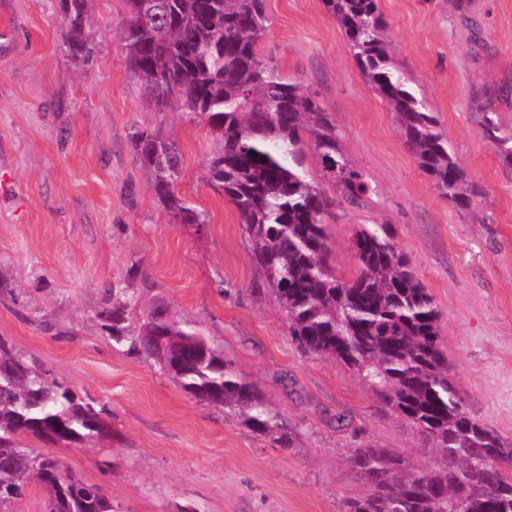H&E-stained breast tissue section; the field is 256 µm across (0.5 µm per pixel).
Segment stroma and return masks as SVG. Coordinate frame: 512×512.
<instances>
[{"label": "stroma", "instance_id": "stroma-1", "mask_svg": "<svg viewBox=\"0 0 512 512\" xmlns=\"http://www.w3.org/2000/svg\"><path fill=\"white\" fill-rule=\"evenodd\" d=\"M396 61L481 191L441 199L394 116L360 74L322 0H267L260 50L330 113L373 191L327 217L338 276L358 272L361 224H385L442 315L467 412L512 439V169L484 140L478 106L512 131V0H378ZM89 61L63 50L60 0H0V344L104 409L109 427L62 455L115 512H340L358 486L350 448L417 443L344 365L292 343L233 205L202 180L209 128L146 108L119 44L125 0H87ZM164 124L183 154L181 194L204 225L169 223L132 150V126ZM138 323L161 300L198 324L287 423L279 447L183 392L112 341L99 313ZM346 426H338L337 416Z\"/></svg>", "mask_w": 512, "mask_h": 512}]
</instances>
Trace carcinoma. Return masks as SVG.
Wrapping results in <instances>:
<instances>
[{
	"mask_svg": "<svg viewBox=\"0 0 512 512\" xmlns=\"http://www.w3.org/2000/svg\"><path fill=\"white\" fill-rule=\"evenodd\" d=\"M120 46L149 110L186 114L210 128L215 147L207 184L235 207L258 269L288 335L304 353L342 363L381 412L416 434V453L363 443L346 465L362 491L341 512H512V441L466 411L441 342V314L383 224L353 237L357 276L328 262L326 217L334 203L306 169L312 157L336 194L358 206L370 192L353 167L330 114L299 82L260 54L270 28L266 0H125ZM338 22L364 79L388 104L409 151L449 204L468 210L477 187L423 97L394 63L378 0H322ZM86 0H62L65 49L90 57ZM483 138L512 167V131L497 113L479 112ZM130 143L171 224L207 223L179 192L182 152L158 124L135 126ZM100 317L112 338L153 360L187 394L224 410L283 448L291 437L259 387L197 325L155 304L127 324L115 302ZM106 433L102 411L32 371L0 345V512L32 486L46 512H114L112 499L69 467L58 451L21 446L26 434L58 447Z\"/></svg>",
	"mask_w": 512,
	"mask_h": 512,
	"instance_id": "obj_1",
	"label": "carcinoma"
}]
</instances>
